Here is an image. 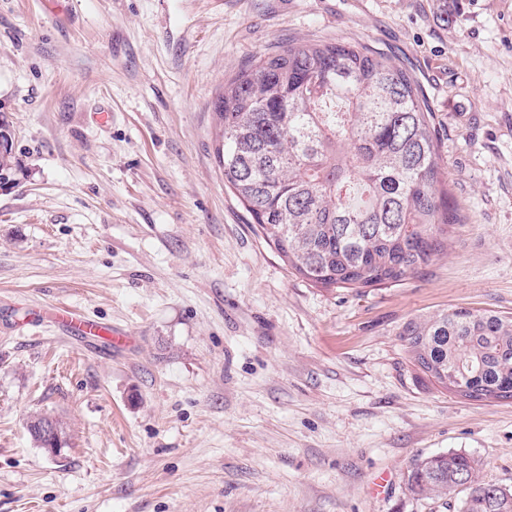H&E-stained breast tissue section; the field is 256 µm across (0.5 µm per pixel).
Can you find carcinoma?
<instances>
[{
  "instance_id": "cac0c4a2",
  "label": "carcinoma",
  "mask_w": 512,
  "mask_h": 512,
  "mask_svg": "<svg viewBox=\"0 0 512 512\" xmlns=\"http://www.w3.org/2000/svg\"><path fill=\"white\" fill-rule=\"evenodd\" d=\"M224 187L279 257L324 288L397 284L427 265L462 216L449 205L432 112L403 62L365 44L280 45L224 82ZM0 113V183L22 166ZM419 378L471 401L512 399V318L447 310L399 333ZM407 487L459 512H512V489L485 483L465 453L418 461Z\"/></svg>"
}]
</instances>
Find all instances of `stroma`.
Segmentation results:
<instances>
[{
    "label": "stroma",
    "mask_w": 512,
    "mask_h": 512,
    "mask_svg": "<svg viewBox=\"0 0 512 512\" xmlns=\"http://www.w3.org/2000/svg\"><path fill=\"white\" fill-rule=\"evenodd\" d=\"M337 38L405 62L463 216L394 286L297 275L216 156L227 79ZM0 112L23 168L0 189V512H448L407 475L449 450L512 485V400L416 381L399 338L512 317V0L444 24L435 0H0ZM61 307L124 343L71 336ZM28 428L34 438L37 439L39 445L50 447L43 448L50 455H55L59 450H62V447L66 444L67 437L62 434L59 426L56 424V420L49 416H44L42 422L38 424L36 428L30 426H28ZM45 439H49L51 445H46Z\"/></svg>",
    "instance_id": "stroma-1"
}]
</instances>
